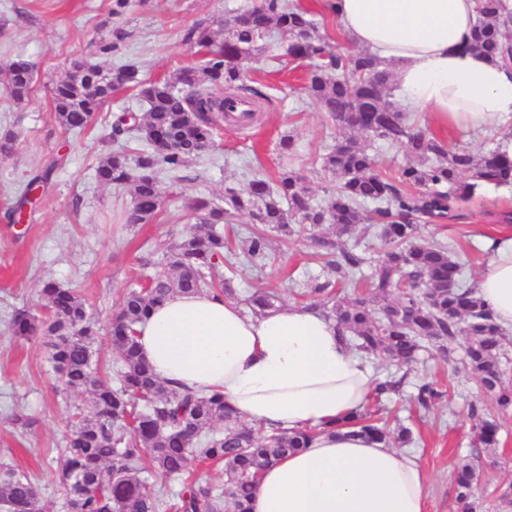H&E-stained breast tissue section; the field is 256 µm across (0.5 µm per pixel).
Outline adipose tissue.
<instances>
[{"mask_svg":"<svg viewBox=\"0 0 512 512\" xmlns=\"http://www.w3.org/2000/svg\"><path fill=\"white\" fill-rule=\"evenodd\" d=\"M477 0H336L349 42L393 64L398 101L443 125L512 126V66L470 47ZM479 292L512 330V237L486 240ZM157 378L223 391L238 415L264 427L317 426L308 447L265 468L250 512H426L428 477L416 457L349 435L376 385L369 361L314 308L253 317L209 294H174L139 328Z\"/></svg>","mask_w":512,"mask_h":512,"instance_id":"1","label":"adipose tissue"}]
</instances>
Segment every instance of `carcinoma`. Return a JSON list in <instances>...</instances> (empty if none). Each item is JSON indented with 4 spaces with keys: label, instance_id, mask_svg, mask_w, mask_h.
I'll list each match as a JSON object with an SVG mask.
<instances>
[{
    "label": "carcinoma",
    "instance_id": "obj_1",
    "mask_svg": "<svg viewBox=\"0 0 512 512\" xmlns=\"http://www.w3.org/2000/svg\"><path fill=\"white\" fill-rule=\"evenodd\" d=\"M478 20L471 46L489 57L505 58L509 49L506 23L500 20L499 0H478ZM245 23L228 28L221 43L213 39L212 22L197 21L186 40L203 53L198 66H186L164 79L141 81L134 65L108 70L83 60L71 62L66 78L53 84L51 97L59 124L82 129L112 94L130 84L147 103L140 117L121 114L113 135H128L148 148L135 156L114 151L96 170L100 183L129 192V225L147 224L163 204L157 174L179 176L214 146L212 118L236 101L252 104L267 99L259 89L242 83L236 60L264 51L267 35L276 33L282 57L310 60L306 95L336 126V144L321 156V169L334 179L324 196L314 201L305 178L284 170L276 179L256 175L244 190L224 189V205L199 199L194 205L201 224H230L240 214L258 228L239 239L235 257L253 265L269 259L265 228L288 237L310 230L316 254L327 259L336 280H312L301 292L314 299L324 315L336 323L347 346L366 356L384 355L398 368L416 363L424 343L453 359L452 345L463 347L461 364L484 393L502 409L512 407V382L504 378L502 358L508 341L486 308L476 284L466 280L463 265L451 249L422 237L425 224L445 219L459 203L488 187L512 185V159L495 152L474 154L452 148L391 100L392 72L382 60L362 50L343 56L329 38L319 34L312 13L286 0H261L246 11ZM131 33L117 26L112 37L95 43L98 55H112ZM34 81L32 66L12 62L7 71L9 98L26 102ZM233 94L224 95V90ZM370 135L404 150L406 164L393 177L381 174L363 136ZM165 138L171 149L155 150ZM327 225L330 231L317 233ZM374 232L384 243L382 258L368 264L365 254L348 246L344 237L357 230ZM169 269L145 284L131 286L112 321V346L120 369L117 383L105 379L95 360L100 327L72 288L48 282L41 290L47 313L38 317L28 309L12 316V330L22 339L38 333L49 338V360L57 376V390L85 396V405L72 415L71 432L56 471L67 492L68 512H249L259 473L290 452L307 447L320 433L315 426L272 429L262 435L224 402V393L199 396L165 386L143 360L137 326L154 306L176 293L205 290L217 297L236 296L232 279L221 272L231 267L232 249L224 234L197 230L163 243ZM370 265L366 289L359 291V273ZM350 286L355 291L342 292ZM277 295L256 290L244 302L252 313L276 308ZM405 376L377 382L371 395L379 405L400 389ZM414 401L430 409L444 396L433 382L415 384ZM470 417L476 444L498 445V425L485 409L473 405ZM224 423L218 432L214 424ZM347 426L359 429L385 445L412 443L409 429L391 433L378 425L374 414L362 411ZM224 465V490L188 475L189 466ZM153 470L165 479L181 481L169 493L141 477ZM475 468L456 467V503L460 512H476ZM0 508L4 512H51L31 479L12 467H0Z\"/></svg>",
    "mask_w": 512,
    "mask_h": 512
}]
</instances>
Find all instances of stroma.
Listing matches in <instances>:
<instances>
[{
    "label": "stroma",
    "instance_id": "1",
    "mask_svg": "<svg viewBox=\"0 0 512 512\" xmlns=\"http://www.w3.org/2000/svg\"><path fill=\"white\" fill-rule=\"evenodd\" d=\"M252 2L129 0L126 13L116 19L110 13L112 0H0V66L21 58L35 70L31 95L22 105H14L0 84V137L13 140L11 153L0 156V465L31 475L40 495L56 503L57 512H67V493L56 480L55 468L81 398L56 392V375L41 337L23 340L13 335L15 309L38 305V290L45 281L75 289L101 328L95 344L100 369L115 379L118 356L106 330L121 296L141 272L167 270L168 259L159 244L195 224L193 200L222 202L225 186L242 190L255 174L273 179L284 168L304 176L314 198H321L328 181L320 170V157L335 144L336 128L305 96L304 67L280 68L278 44L269 40L265 53L247 62V85L267 96L258 105L256 122L245 129L221 123L215 148L182 178L163 177L164 203L154 221L131 226L125 222L130 195L102 185L96 168L109 152L138 154L141 142L112 137V123L123 112L142 114L146 103L135 88L119 90L90 126L68 131L56 120L50 90L77 58L110 69L132 64L147 81L199 64V53L184 39L190 26L202 18L218 24ZM118 25L131 30L132 38L112 56L96 55L94 41ZM287 135L297 145L290 155L279 147ZM51 163L56 169L49 189L32 192L21 219H5L8 203L30 175ZM509 210L512 186L491 189L461 204L456 219L427 225L424 234L449 246L474 283L488 261L484 239L512 234V223L498 221L500 212ZM272 246L273 263L238 266V296L263 287L276 291L280 304H295L309 279H335L333 269L314 256L306 237L276 239ZM424 376L445 392L427 411L411 401ZM472 403L484 406L488 399L461 364L446 361L430 346L422 351L400 395L380 413L389 427L402 424L413 432L408 450L417 455L429 477L427 512H459L454 472L465 460L481 473L475 492L482 512H512V501L499 497L500 489L512 484V411L492 410L500 431L499 444L490 453L473 444L468 415ZM15 413L32 418V426L13 423Z\"/></svg>",
    "mask_w": 512,
    "mask_h": 512
}]
</instances>
